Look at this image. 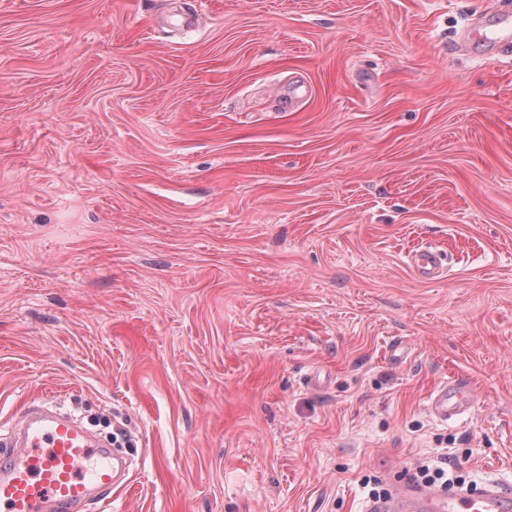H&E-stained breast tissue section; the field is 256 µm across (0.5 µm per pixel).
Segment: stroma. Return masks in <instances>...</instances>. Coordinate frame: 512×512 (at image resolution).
Masks as SVG:
<instances>
[{
    "mask_svg": "<svg viewBox=\"0 0 512 512\" xmlns=\"http://www.w3.org/2000/svg\"><path fill=\"white\" fill-rule=\"evenodd\" d=\"M179 2L0 0V435L110 413L130 484L89 512L512 484V57L448 49L512 0ZM445 261V254L431 246L417 249L408 256L409 267L424 282L439 280L446 271ZM473 398L470 384L465 379H451L441 383L430 395L428 411L440 422L458 418L467 413ZM446 464V468L440 465L430 467L428 464H420L415 468L416 477L421 480L425 485H433L440 483L444 488H448V463L447 461H440Z\"/></svg>",
    "mask_w": 512,
    "mask_h": 512,
    "instance_id": "obj_1",
    "label": "stroma"
}]
</instances>
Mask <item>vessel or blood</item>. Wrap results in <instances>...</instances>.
Wrapping results in <instances>:
<instances>
[{
  "instance_id": "1",
  "label": "vessel or blood",
  "mask_w": 512,
  "mask_h": 512,
  "mask_svg": "<svg viewBox=\"0 0 512 512\" xmlns=\"http://www.w3.org/2000/svg\"><path fill=\"white\" fill-rule=\"evenodd\" d=\"M453 50L496 58L512 54V15L479 16L460 34ZM445 255L432 247L409 254L408 265L422 281L439 280ZM470 384L456 378L430 395L428 411L440 422L467 413ZM129 467L107 444L44 406L27 408L11 447L0 448V512H84L117 487L127 486ZM364 512H512V489L490 480L474 490L447 491L412 481L366 505Z\"/></svg>"
}]
</instances>
